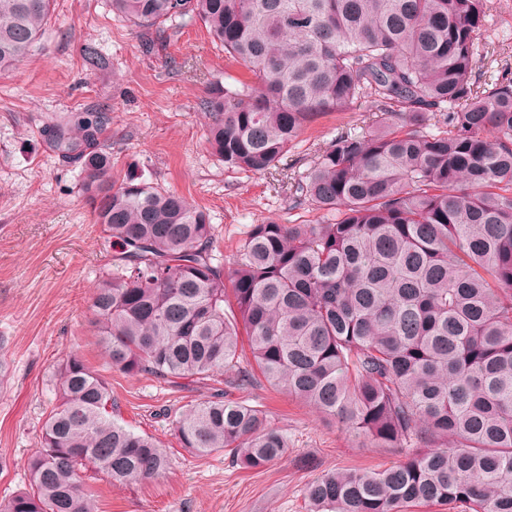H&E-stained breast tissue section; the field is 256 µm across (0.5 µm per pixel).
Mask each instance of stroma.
<instances>
[{
    "mask_svg": "<svg viewBox=\"0 0 512 512\" xmlns=\"http://www.w3.org/2000/svg\"><path fill=\"white\" fill-rule=\"evenodd\" d=\"M483 4L475 77L512 79V0ZM166 35L165 50L149 53L110 0H55L35 52L0 73V498L27 488V461L56 403L58 367L78 353L108 380L118 422L155 437L168 457L161 475L131 485L83 470L98 512H308L306 487L317 477L385 468L411 447H381L262 381L225 396L266 413L288 439L281 459L251 470L225 450L197 457L181 448L173 436L177 410L210 399L215 383L174 388L106 364L89 305L119 247L85 203L80 166L63 162L43 129L59 113H108L101 145L112 156L114 179H146L206 211L215 228L213 253L228 268L251 225L322 221L312 206H293L294 178L319 147L342 131H368L379 114L366 105L316 117L280 174L225 169L206 147L210 119L201 104L212 82L243 80L248 72L225 58L197 20H179ZM88 44L104 57L102 67L85 65Z\"/></svg>",
    "mask_w": 512,
    "mask_h": 512,
    "instance_id": "stroma-1",
    "label": "stroma"
}]
</instances>
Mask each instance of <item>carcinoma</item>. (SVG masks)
I'll use <instances>...</instances> for the list:
<instances>
[{
  "mask_svg": "<svg viewBox=\"0 0 512 512\" xmlns=\"http://www.w3.org/2000/svg\"><path fill=\"white\" fill-rule=\"evenodd\" d=\"M53 2L0 0V72L31 55ZM111 2L148 52L190 15L246 67L248 80L212 83L203 103L228 170L278 172L326 112L369 103L383 121L336 135L293 185L294 206L327 221L251 225L227 275L204 210L139 177L112 181L105 113L57 116L51 146L81 166L95 223L121 247L91 304L106 363L170 384L232 371L238 388L256 369L385 448L423 445L383 470L316 478L310 512H512V82L472 80L481 0ZM58 377L30 490L0 512H97L86 466L114 484L168 466L155 438L112 418L109 382L80 356ZM173 424L190 453L228 450L246 468L288 448L222 389Z\"/></svg>",
  "mask_w": 512,
  "mask_h": 512,
  "instance_id": "carcinoma-1",
  "label": "carcinoma"
}]
</instances>
